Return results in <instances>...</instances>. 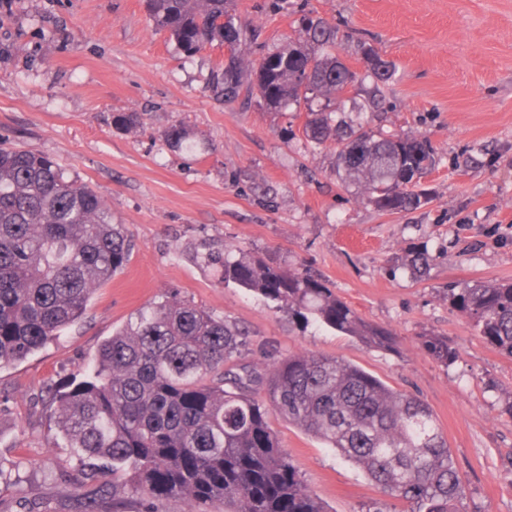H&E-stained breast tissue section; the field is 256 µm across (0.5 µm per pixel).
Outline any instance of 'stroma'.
<instances>
[{
    "label": "stroma",
    "instance_id": "obj_1",
    "mask_svg": "<svg viewBox=\"0 0 512 512\" xmlns=\"http://www.w3.org/2000/svg\"><path fill=\"white\" fill-rule=\"evenodd\" d=\"M258 39L237 54L297 38L300 6L354 32L340 58L366 70L357 42L395 66L376 130L426 136L437 164L427 204L399 214L342 182L336 146L309 145L305 112L227 106L205 84L220 46L184 56L147 18L144 0H0V137L53 158L125 225L129 261L99 287L83 318L26 360L0 368V512H81L93 489L56 441L49 387L92 363L104 339L141 309L178 296L249 333L260 348L342 359L430 407L462 478L465 512H512V359L475 336L448 303L452 284L512 279V0H234ZM140 116L136 128L112 124ZM190 137L169 145L165 130ZM426 245L422 276L406 259ZM240 250L321 278L366 321L390 330L384 351L299 324L258 294L224 285L209 254ZM459 350L444 365L423 334ZM283 448L327 512H367L384 495L361 469L282 419Z\"/></svg>",
    "mask_w": 512,
    "mask_h": 512
}]
</instances>
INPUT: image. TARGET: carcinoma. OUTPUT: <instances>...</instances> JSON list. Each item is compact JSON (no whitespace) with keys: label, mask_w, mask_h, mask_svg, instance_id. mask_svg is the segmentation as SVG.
I'll return each instance as SVG.
<instances>
[{"label":"carcinoma","mask_w":512,"mask_h":512,"mask_svg":"<svg viewBox=\"0 0 512 512\" xmlns=\"http://www.w3.org/2000/svg\"><path fill=\"white\" fill-rule=\"evenodd\" d=\"M149 18L180 52L194 56L215 44L237 48L254 31L230 0H147ZM299 37L261 51L255 64L234 58L213 73L214 98L269 112L306 109L311 145L336 143L338 168L361 181L367 203L388 213L428 200L418 189L436 166L427 137L374 130L336 120V98L359 76L336 51L352 33L301 8ZM366 77L386 83L392 65L370 44H357ZM118 130L138 125L116 112ZM125 226L86 184L51 158L0 144V366L25 360L84 314L96 290L128 262ZM222 279L277 303L297 320H313L362 343L395 347L393 334L360 317L312 275L265 263L243 252L206 257ZM448 303L500 354L512 359V282L448 289ZM246 332L176 297L137 314L99 346L82 378L53 392L57 432L88 478L122 473L112 496L128 512L185 499L192 512H325L282 448L279 417L362 469L403 504L400 512H463L465 488L448 442L417 396L396 391L359 367L314 353L243 363ZM421 347L450 365L458 350L448 337L421 336Z\"/></svg>","instance_id":"cac0c4a2"}]
</instances>
